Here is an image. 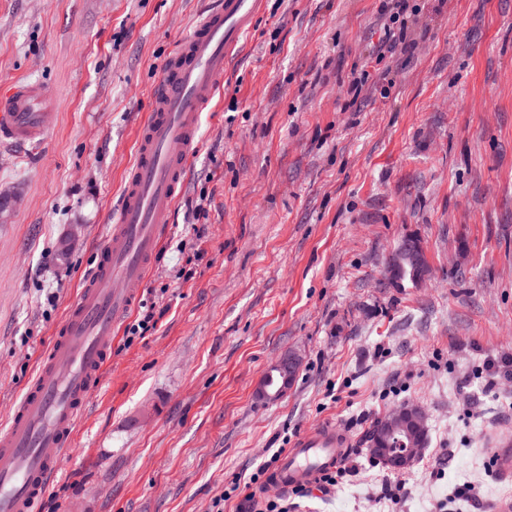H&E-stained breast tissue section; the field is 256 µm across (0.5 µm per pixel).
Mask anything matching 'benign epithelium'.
Returning a JSON list of instances; mask_svg holds the SVG:
<instances>
[{
  "mask_svg": "<svg viewBox=\"0 0 512 512\" xmlns=\"http://www.w3.org/2000/svg\"><path fill=\"white\" fill-rule=\"evenodd\" d=\"M423 254L420 243L408 238L391 253L387 266L388 278H393L404 262L417 263ZM299 360L290 354L279 359L265 374L256 389V396L265 401L280 398L296 378ZM386 435L369 445V455L395 473L412 467L425 446V412L421 405L408 403L383 415Z\"/></svg>",
  "mask_w": 512,
  "mask_h": 512,
  "instance_id": "7a95c632",
  "label": "benign epithelium"
}]
</instances>
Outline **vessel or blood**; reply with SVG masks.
<instances>
[{
  "label": "vessel or blood",
  "instance_id": "1",
  "mask_svg": "<svg viewBox=\"0 0 512 512\" xmlns=\"http://www.w3.org/2000/svg\"><path fill=\"white\" fill-rule=\"evenodd\" d=\"M263 0H222L199 18L152 89L136 137V159L92 273L66 307L36 377L0 431V512H38L57 464L70 447L88 396L105 369L123 318L136 306L166 235L169 214L198 148L199 116L221 92L224 64L252 27ZM56 114L42 84L0 88V141L40 142ZM349 435L323 423L299 433L269 487L299 493L342 461Z\"/></svg>",
  "mask_w": 512,
  "mask_h": 512
}]
</instances>
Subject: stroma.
I'll list each match as a JSON object with an SVG mask.
<instances>
[{"instance_id":"1","label":"stroma","mask_w":512,"mask_h":512,"mask_svg":"<svg viewBox=\"0 0 512 512\" xmlns=\"http://www.w3.org/2000/svg\"><path fill=\"white\" fill-rule=\"evenodd\" d=\"M214 2L0 0V87L39 79L58 112L40 143L0 145V426L94 267L156 78ZM412 2L413 52L380 59L379 0H264L145 283L165 314L114 340L38 512H236L265 458L323 422L357 469L325 493L267 490L284 512L512 502V469L491 463L512 442V378L485 369L512 358V0ZM365 68L381 78L352 96ZM406 238L430 276L396 287ZM290 352L294 384L257 399ZM406 403L428 445L398 474L366 433ZM421 254H423V250L416 239L407 238L404 240L403 243L390 254L391 257L387 266L388 278L392 279L394 277L397 268L401 266L403 262L420 263Z\"/></svg>"}]
</instances>
